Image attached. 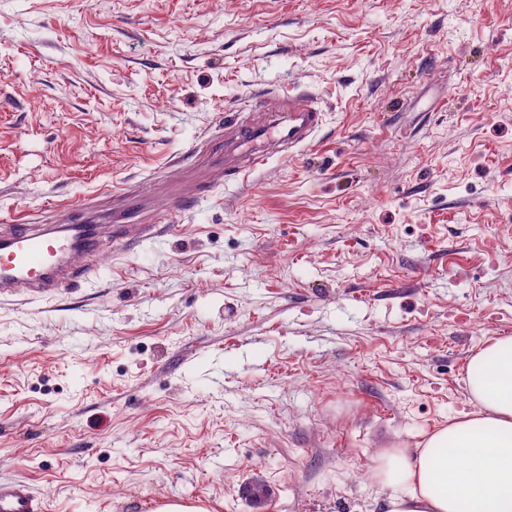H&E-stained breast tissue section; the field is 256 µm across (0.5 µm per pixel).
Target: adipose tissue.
Returning a JSON list of instances; mask_svg holds the SVG:
<instances>
[{"label":"adipose tissue","instance_id":"adipose-tissue-1","mask_svg":"<svg viewBox=\"0 0 512 512\" xmlns=\"http://www.w3.org/2000/svg\"><path fill=\"white\" fill-rule=\"evenodd\" d=\"M466 383L475 412L379 457L386 512H512V338L475 354Z\"/></svg>","mask_w":512,"mask_h":512}]
</instances>
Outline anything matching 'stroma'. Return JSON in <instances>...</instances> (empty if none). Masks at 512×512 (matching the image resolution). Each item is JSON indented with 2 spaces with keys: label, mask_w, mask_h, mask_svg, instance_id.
<instances>
[{
  "label": "stroma",
  "mask_w": 512,
  "mask_h": 512,
  "mask_svg": "<svg viewBox=\"0 0 512 512\" xmlns=\"http://www.w3.org/2000/svg\"><path fill=\"white\" fill-rule=\"evenodd\" d=\"M509 86L512 0H0V221L190 201L0 301V480L45 512H383L379 454L470 411L512 336ZM284 91L321 102L311 145L198 185L197 141Z\"/></svg>",
  "instance_id": "1"
}]
</instances>
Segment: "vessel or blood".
I'll list each match as a JSON object with an SVG mask.
<instances>
[{"instance_id":"vessel-or-blood-1","label":"vessel or blood","mask_w":512,"mask_h":512,"mask_svg":"<svg viewBox=\"0 0 512 512\" xmlns=\"http://www.w3.org/2000/svg\"><path fill=\"white\" fill-rule=\"evenodd\" d=\"M324 112L306 92L276 94L261 111L245 112L224 125L225 176L247 178L277 156H296L322 126ZM111 209L87 200L59 208L49 224L0 225V300L31 301L55 296L91 277L95 257L107 243H125L130 225L141 236L166 226L186 200L164 184L144 194L113 191ZM0 512H44L42 501L24 481L0 480Z\"/></svg>"}]
</instances>
